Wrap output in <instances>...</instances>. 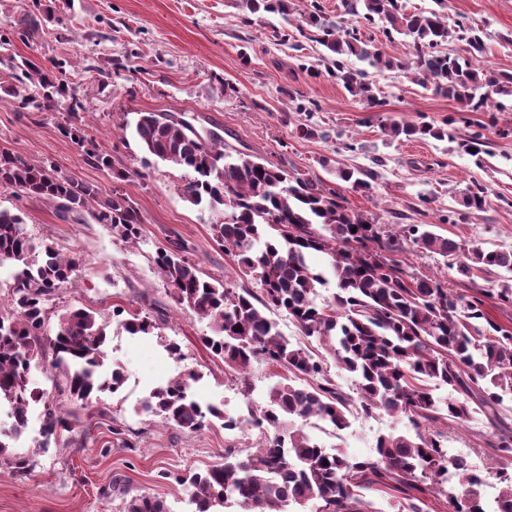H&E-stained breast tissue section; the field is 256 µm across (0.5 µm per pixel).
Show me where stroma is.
Wrapping results in <instances>:
<instances>
[{
    "mask_svg": "<svg viewBox=\"0 0 512 512\" xmlns=\"http://www.w3.org/2000/svg\"><path fill=\"white\" fill-rule=\"evenodd\" d=\"M311 0H293L290 20L268 14L247 19L231 0H42L41 32L29 43L15 42V53L36 62L66 60L70 91L86 103L75 125L79 139L60 127L64 110L26 112L13 96L0 93V151L28 162L52 163L58 173L112 189V169L86 160L80 139L93 141L114 166L124 168L123 188L141 213L142 236L133 244L91 218H63L56 204L19 197L0 188V209L21 210L35 243L51 246L78 263L76 282L60 291L54 310L70 307L96 312L106 323L108 347L130 375L119 393L99 394L89 405L66 402L79 419L81 444L61 439L49 449L30 440L11 452L32 461L30 476L19 477L0 464V512H122L121 498L107 492L113 479L130 490L160 497L169 512H185L189 492L181 479L220 463L227 448H247L258 430L230 432L213 424L186 432L138 412L150 389L180 371L198 374L196 396L204 402L230 401L234 413L247 403L262 404L279 371L254 364L253 392L243 397L224 374L201 338L206 322L178 308L159 276V247L181 238L192 262L208 275L238 281L237 267L212 238L216 214L208 204L185 200V170L156 160L142 149L128 122L137 113L166 112L196 129L218 133L225 152L267 160L290 175L343 192L349 209L374 223L425 224L457 241L462 248L482 245L512 250V110L460 113L454 101L424 90L394 70L369 69L368 78L383 105L369 111L339 85L323 60L319 45L296 35ZM449 24L464 23L484 33L481 64L512 72V0H446ZM294 31L281 42L279 30ZM95 64L101 80L86 79ZM455 117L448 139H392L382 124L423 118L442 122ZM314 128L297 137L299 124ZM483 134L488 154L475 161L459 146L471 131ZM362 167L374 173L373 190L348 191L337 169ZM480 185L484 210L465 209L464 193ZM154 316L155 337H131L118 327L117 310ZM176 340L180 358L170 357L162 338ZM124 432H112L113 422ZM409 428L407 419L383 412L354 413L343 434L308 426L326 446L348 447L351 454L374 455L379 435ZM449 454L472 464H490L495 453L492 430L483 414L465 426L439 422Z\"/></svg>",
    "mask_w": 512,
    "mask_h": 512,
    "instance_id": "1",
    "label": "stroma"
}]
</instances>
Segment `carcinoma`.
<instances>
[{
    "mask_svg": "<svg viewBox=\"0 0 512 512\" xmlns=\"http://www.w3.org/2000/svg\"><path fill=\"white\" fill-rule=\"evenodd\" d=\"M437 8L409 12L403 0H342L343 13L369 25L379 19L386 32L410 36L411 55L385 60L370 40L356 30L333 23L320 0L304 16L307 37L331 56V76L368 110L380 106L367 74L350 67L346 58L366 60L373 67L414 72L421 87L455 101L461 111L475 112L494 97H512V73L477 66L485 52L482 32L472 27H448L445 0ZM256 14L291 16L290 0H235ZM467 44L465 53L443 50L452 41ZM66 60L39 65L8 54L0 58L4 90L29 112L54 110L67 103L72 118L86 110L59 78ZM134 131L145 151L191 177L183 186L185 199L208 202L224 220L211 225L213 239L236 262L240 275L260 290L256 295L231 281L206 275L187 257L180 238L157 251L156 268L170 287L175 304L207 322L212 335L201 337L212 355L224 361V375L251 392L250 373L256 362L280 369V380L266 404L248 408L241 419L213 405L200 403L191 392L194 374L153 390L141 410L167 425L196 432L216 421L225 429H257L266 436L255 450L224 449V462L181 478L191 488L196 512H288L311 505L308 512H374L365 492L381 494L396 512H428L425 495L444 498L448 512H512V427L499 415L504 400H512V328L496 323L485 309L487 298L512 307V250L474 246L467 250L453 239L417 224L387 232L350 210L342 197L324 192L313 182L285 170L224 152L217 134L205 138L192 123L170 114L139 112ZM391 138L443 140L451 137L448 122H391ZM338 178L361 195L372 192L373 172L341 169ZM0 188L20 197L47 200L80 219L90 214L107 224L115 236L135 243L142 219L133 201L115 186L92 207L99 191L52 168L32 165L20 155L0 153ZM487 204L480 187L463 198L468 210ZM444 259V265L464 279L477 272L505 273L499 287L476 294L454 291L444 281L423 275L401 259L406 244ZM313 253L330 258L329 274L309 262ZM0 259L19 267L7 288L11 309L0 311V405L14 411L12 427L0 430V461L20 476L31 473L24 456H7L9 441L27 426L33 406L41 407L40 435L51 441L74 431L72 413L33 386L32 370L41 366L45 350L64 375L63 392L88 404L98 393H116L121 372L101 380L97 371L108 359L106 325L84 308L58 317L57 331L48 335L49 309L56 293L72 283L77 262L49 246L38 248L19 213L0 209ZM335 284L332 299L318 303V288ZM288 316L301 335L314 338L334 362L353 374L357 398L342 393L325 360L284 336L265 311ZM131 336H153L157 322L139 311L119 321ZM448 387L438 398L433 386ZM370 414L383 411L409 420L414 433H389L377 439L375 456L351 457L331 452L305 427L314 419L336 432L350 426L352 408ZM493 428L498 455L483 468L462 456L448 455L444 434L433 424L447 419L464 425L476 411ZM497 481L496 507L484 505L482 490ZM123 512H167L162 500L122 489Z\"/></svg>",
    "mask_w": 512,
    "mask_h": 512,
    "instance_id": "1",
    "label": "carcinoma"
}]
</instances>
